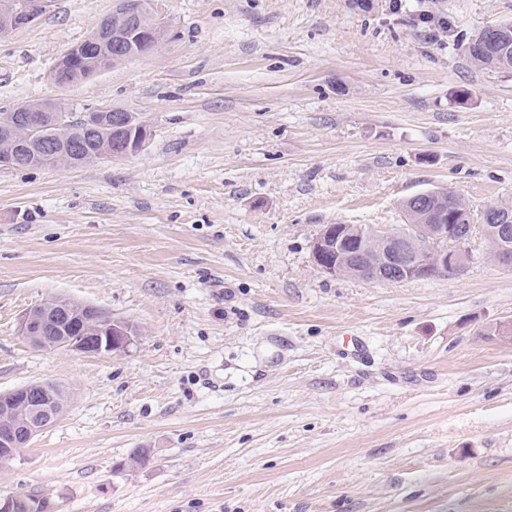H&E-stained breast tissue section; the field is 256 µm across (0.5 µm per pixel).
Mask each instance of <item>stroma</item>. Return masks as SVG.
Here are the masks:
<instances>
[{"label": "stroma", "mask_w": 512, "mask_h": 512, "mask_svg": "<svg viewBox=\"0 0 512 512\" xmlns=\"http://www.w3.org/2000/svg\"><path fill=\"white\" fill-rule=\"evenodd\" d=\"M115 7L50 0L0 38V111L110 105L152 131L125 157L0 168V393L69 396L0 492L53 512H512V266L477 234L427 279L312 259L324 225L402 224L420 192L512 204V68L465 49L512 0H149L150 53L56 85ZM426 11L448 18L430 41ZM56 298L132 343L32 345L21 316Z\"/></svg>", "instance_id": "35a3bbf8"}]
</instances>
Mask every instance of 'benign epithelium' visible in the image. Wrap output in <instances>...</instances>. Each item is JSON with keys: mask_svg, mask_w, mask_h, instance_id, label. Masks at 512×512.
<instances>
[{"mask_svg": "<svg viewBox=\"0 0 512 512\" xmlns=\"http://www.w3.org/2000/svg\"><path fill=\"white\" fill-rule=\"evenodd\" d=\"M46 0H26L17 7L9 0L0 3V25L7 31L31 24L45 10ZM130 31L146 35L140 54L149 53L165 37L163 23L144 6V0H118L113 11L112 25L96 29L85 40L80 67L73 66L75 55L63 56L55 65L51 78L59 86H68L75 79H86L125 59L124 42ZM57 107L52 101L28 103L20 108L12 125L4 128L0 135V167L17 166L20 158L17 133L33 130L36 126L57 119ZM136 116L126 110L101 107L96 123L112 128H125L135 124ZM143 137L115 151L109 147L88 153L80 158L67 149L65 136L59 137L56 159L59 166L73 168L105 158L123 157L139 152L147 142ZM484 221L492 224L494 252L512 249V224L502 222V217L489 210L484 212ZM425 244H416L419 227L402 224L398 227L383 225L338 224L336 231H320L314 240L317 250L316 265L326 274L340 275L353 267L356 276L378 282H393L397 279H424L445 273L450 268H461L470 259L465 243L474 233L472 224H431ZM21 335L35 344L54 343L66 351L90 354L102 348H126L132 336L126 332L124 323L112 320L108 336H93V340L79 348L72 346L66 336V327L59 328V335L49 336L44 317L34 311L24 313L19 322ZM18 407L23 421L17 426L9 425L0 432V460L14 458L20 449L40 431L55 422L58 408L55 398L35 385L16 388L0 397L4 413Z\"/></svg>", "mask_w": 512, "mask_h": 512, "instance_id": "1", "label": "benign epithelium"}]
</instances>
